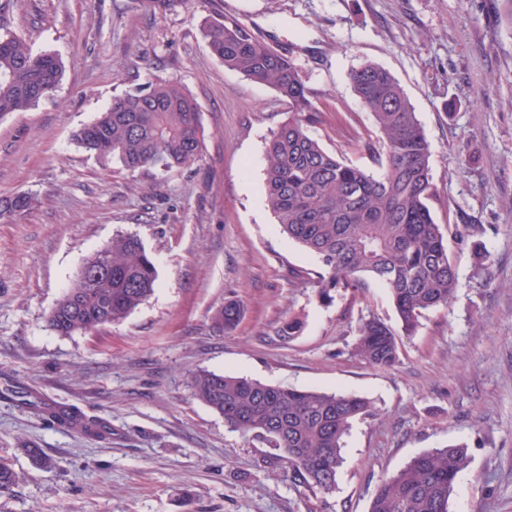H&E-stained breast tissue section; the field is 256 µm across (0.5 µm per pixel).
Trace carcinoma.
Returning a JSON list of instances; mask_svg holds the SVG:
<instances>
[{"instance_id":"1","label":"carcinoma","mask_w":512,"mask_h":512,"mask_svg":"<svg viewBox=\"0 0 512 512\" xmlns=\"http://www.w3.org/2000/svg\"><path fill=\"white\" fill-rule=\"evenodd\" d=\"M13 0H0V116L21 112L49 97L63 77L50 52H34L5 25ZM203 37L211 54L247 79L271 86L288 102V117L266 147V200L288 240L314 255L322 269L318 297L333 301L341 290L365 287L367 280L389 293L400 331L374 315L355 328L353 353L378 368L400 361L398 334L412 335L425 313L451 304L457 274L448 255L445 227L435 222L430 145L414 107L385 69L365 64L350 75L354 92L370 112L378 136L359 147L378 166L373 172L325 149L309 127L320 120L312 108L300 70L235 19H207ZM102 161L115 160L132 173H169L196 159L202 144L200 107L180 85L163 78L138 84L75 135ZM35 206L27 193L0 200V221ZM112 257V277H76L47 317L61 336L124 320L153 295L158 272L142 242L120 235L104 249ZM241 305L225 302L218 325L231 330ZM193 396L244 436L259 438L276 451L288 476L322 494L336 488L344 438L353 422L372 412L361 396L273 386L240 376L199 369L190 374ZM13 398L51 423L100 438L112 435L102 421L52 406L12 386ZM21 452L41 467L52 461L29 443ZM469 466L467 448L450 444L412 458L380 479L369 512H449L460 476ZM20 480L0 459V496Z\"/></svg>"}]
</instances>
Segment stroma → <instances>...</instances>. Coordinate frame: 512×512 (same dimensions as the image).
<instances>
[{
  "mask_svg": "<svg viewBox=\"0 0 512 512\" xmlns=\"http://www.w3.org/2000/svg\"><path fill=\"white\" fill-rule=\"evenodd\" d=\"M238 19L300 69L322 115L311 133L371 167L358 135L373 120L349 79L379 65L398 81L430 144L437 223L458 273L449 307L400 337L382 369L351 352L359 318L396 324L376 284L318 299L317 259L280 233L266 204V143L288 104L225 68L200 32ZM10 27L64 76L37 106L0 118V199L35 196L0 222V385L28 388L110 438L76 433L0 399V457L20 475L0 512H369L379 480L414 456L468 446L450 512H512V22L504 0H16ZM160 77L199 103L202 149L166 175L130 174L74 134L132 85ZM136 235L158 271L151 298L121 322L60 336L46 316L86 257ZM238 301L241 320L219 329ZM300 318L299 335L280 329ZM205 368L268 384L369 399L336 489L290 479L271 448L195 399ZM43 448V470L18 449Z\"/></svg>",
  "mask_w": 512,
  "mask_h": 512,
  "instance_id": "35a3bbf8",
  "label": "stroma"
}]
</instances>
